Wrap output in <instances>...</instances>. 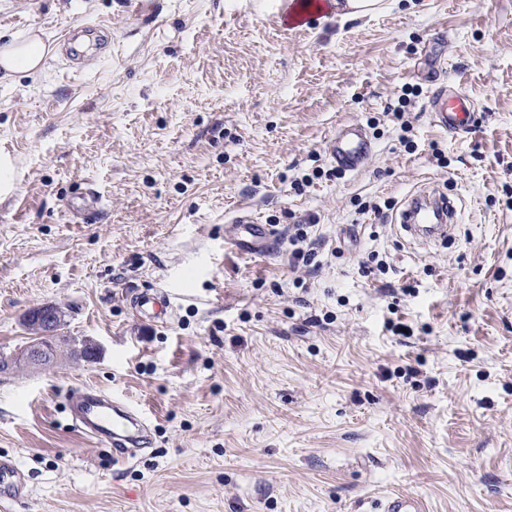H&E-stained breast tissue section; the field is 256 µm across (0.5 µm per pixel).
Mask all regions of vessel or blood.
I'll return each mask as SVG.
<instances>
[{
  "mask_svg": "<svg viewBox=\"0 0 512 512\" xmlns=\"http://www.w3.org/2000/svg\"><path fill=\"white\" fill-rule=\"evenodd\" d=\"M431 119L442 130L468 133L475 127L471 98L436 85L430 104ZM338 169L362 170L374 152V143L363 124L350 121L339 127L327 143ZM456 209L444 195L422 191L409 197L400 212L401 227L415 239L447 237ZM276 232L251 211L241 210L224 226V246L239 254L263 257L272 250ZM129 305L135 316L158 322L171 306L164 290L131 291ZM74 429L84 436L113 448L122 460H131L150 441L151 423L128 404L105 393L75 388L69 394ZM25 476L11 460H0V504L14 502ZM382 512H427L424 501L399 492L389 496Z\"/></svg>",
  "mask_w": 512,
  "mask_h": 512,
  "instance_id": "obj_1",
  "label": "vessel or blood"
}]
</instances>
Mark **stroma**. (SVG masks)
Masks as SVG:
<instances>
[{
	"instance_id": "1",
	"label": "stroma",
	"mask_w": 512,
	"mask_h": 512,
	"mask_svg": "<svg viewBox=\"0 0 512 512\" xmlns=\"http://www.w3.org/2000/svg\"><path fill=\"white\" fill-rule=\"evenodd\" d=\"M280 11L0 0V40L49 49L40 74L0 82V353L45 304L98 347L0 372V458L27 481L6 512H382L396 492L512 512V0H384L288 30ZM91 22L112 45L71 71L58 42ZM436 75L475 100V133L434 125ZM352 120L375 152L343 172L326 142ZM425 187L455 201L447 239L394 221ZM90 189L86 219L71 207ZM242 206L274 226L273 254L225 250ZM299 224L306 271L289 263ZM372 256L385 273L363 275ZM168 286L167 322L133 317L130 290ZM80 386L143 410L149 448L124 462L71 429Z\"/></svg>"
}]
</instances>
